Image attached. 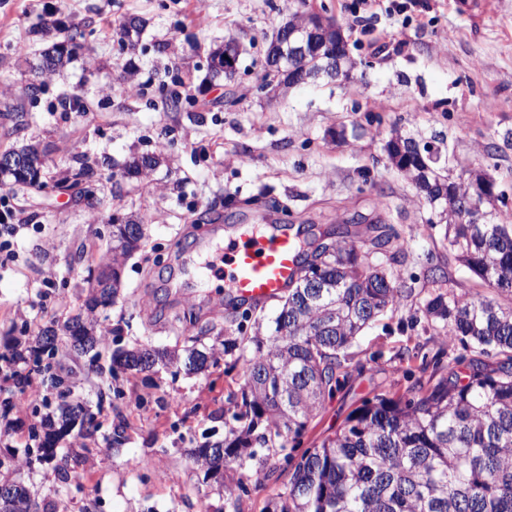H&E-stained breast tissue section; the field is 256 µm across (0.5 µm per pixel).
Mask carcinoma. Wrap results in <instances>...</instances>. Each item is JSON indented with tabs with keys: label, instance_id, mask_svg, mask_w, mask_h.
Segmentation results:
<instances>
[{
	"label": "carcinoma",
	"instance_id": "obj_1",
	"mask_svg": "<svg viewBox=\"0 0 512 512\" xmlns=\"http://www.w3.org/2000/svg\"><path fill=\"white\" fill-rule=\"evenodd\" d=\"M140 23L129 18L118 24V43L139 35ZM91 32L76 25L65 30L62 41L42 54L35 66L37 78L25 84V97L34 103L44 93L47 78L60 72L75 49L84 46ZM231 39L217 45L208 57L210 75L224 69ZM180 78L165 91L164 105L181 112L193 105L182 96ZM400 144L387 141L386 153L396 167L410 162L412 137L397 134ZM164 160V146L134 158L128 174L139 182ZM94 181V169L80 157L75 164L44 180L18 169L0 170V188L11 185L41 189L71 188L69 179ZM112 256L101 267L125 262L138 248L140 238L127 239L112 230ZM448 250L470 272L479 276L494 295L436 293L425 304L432 326L446 340L459 342L480 354L498 356L494 364H472L468 381L444 372L435 363L427 379H417L401 395L376 394L352 411L342 428L300 448L312 421L326 399L332 397L340 377L348 376L361 333L404 298L400 270H380L375 254L389 253L392 263L405 258L404 241L391 228L357 243L327 241L304 253L301 267L321 261V277L330 284L316 296L297 283L288 289L268 336L255 332L249 344L236 336L221 341L223 352H240L245 370L239 389L227 395L224 439L195 449L204 478L215 479L233 471L238 479L224 486V509L243 512L250 487L282 483L261 512H512V224H505L493 208L479 223L447 224ZM506 296L503 303L499 297ZM99 297L84 303L85 315L69 319L58 338L59 346L100 358L104 338L96 331ZM43 330L36 346L16 342L13 356L30 359L34 370L49 375L56 387L64 384L55 361L58 346L49 348ZM179 349L116 348L111 353V373L144 371L153 366L180 365L202 372L218 365L215 346L201 345L197 336L183 337ZM97 428L95 417L81 405L60 408L59 428L45 436L33 429L38 442L37 461H53L55 438L70 433L72 422ZM14 495L0 496V512H28L30 496L13 484Z\"/></svg>",
	"mask_w": 512,
	"mask_h": 512
}]
</instances>
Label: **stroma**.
I'll return each instance as SVG.
<instances>
[{
  "label": "stroma",
  "instance_id": "35a3bbf8",
  "mask_svg": "<svg viewBox=\"0 0 512 512\" xmlns=\"http://www.w3.org/2000/svg\"><path fill=\"white\" fill-rule=\"evenodd\" d=\"M359 0H0V103L23 101L27 71L64 27L88 25L87 48L48 81L30 105L26 128L9 146L40 144L50 168L85 155L98 174L106 213L140 217L146 239L125 263L122 294L100 328L108 344L140 341L174 346L177 337L213 325L229 335L270 331L280 302L252 305V319L224 300V284L187 289L176 277L188 255L207 258L228 231L264 233L290 224L306 242L314 230L353 224L365 232L390 225L406 242L399 265L405 297L375 321L354 350L364 365L325 401L309 440L338 430L362 398L403 393L405 370L421 363L399 355L419 349L458 375L476 354L445 343L429 326L431 294H487L486 284L454 259L412 184L393 168L385 144L393 129L421 142L442 143L453 175L488 172L512 217V0H383L357 23ZM309 9L341 28L358 67L350 81L327 78L271 100L258 90L265 50L291 13ZM128 17L143 30L135 52L120 51L112 29ZM244 46L234 80H213L207 53L225 37ZM189 77L193 107L166 111L159 88ZM140 86L122 95L123 78ZM82 90L87 112H66L62 95ZM345 139L330 138L335 126ZM165 142L151 183L119 179L126 160ZM21 227L16 257L0 265V356L12 337L35 341L79 313L112 227L95 219L83 197L48 187L0 190ZM74 395L100 424L93 437L72 431L59 445L79 452L78 477L63 484L50 464H27L31 428L57 408H24L26 389L0 372V387L19 402L0 431V483L21 481L41 512H217L219 483L205 480L194 448L224 436V400L245 365L234 356L202 373L174 367L130 371L112 380L87 358L68 356ZM122 397H115L114 388ZM127 423L128 439L112 449V430Z\"/></svg>",
  "mask_w": 512,
  "mask_h": 512
}]
</instances>
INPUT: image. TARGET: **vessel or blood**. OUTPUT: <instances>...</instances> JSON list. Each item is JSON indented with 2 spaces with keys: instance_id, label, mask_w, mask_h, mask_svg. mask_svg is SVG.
Listing matches in <instances>:
<instances>
[{
  "instance_id": "vessel-or-blood-1",
  "label": "vessel or blood",
  "mask_w": 512,
  "mask_h": 512,
  "mask_svg": "<svg viewBox=\"0 0 512 512\" xmlns=\"http://www.w3.org/2000/svg\"><path fill=\"white\" fill-rule=\"evenodd\" d=\"M300 253L298 239L288 232L259 238L243 233L229 240L212 275L225 282L230 296L262 302L282 294L295 280Z\"/></svg>"
}]
</instances>
